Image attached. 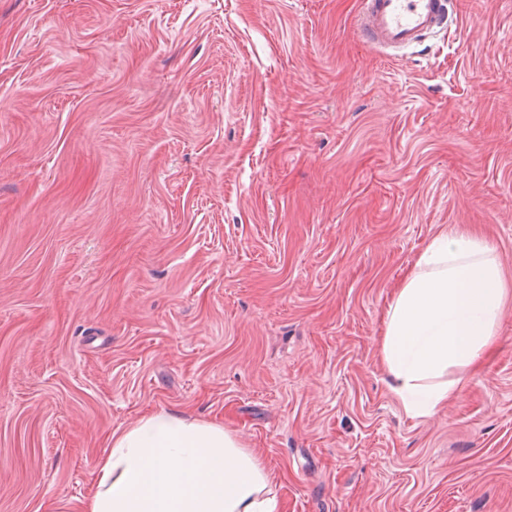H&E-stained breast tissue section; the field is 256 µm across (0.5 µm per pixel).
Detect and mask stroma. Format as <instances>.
Wrapping results in <instances>:
<instances>
[{"mask_svg":"<svg viewBox=\"0 0 512 512\" xmlns=\"http://www.w3.org/2000/svg\"><path fill=\"white\" fill-rule=\"evenodd\" d=\"M360 0H0V512H80L112 434L219 419L278 512H512V0L387 59ZM479 230L491 354L408 417L380 347Z\"/></svg>","mask_w":512,"mask_h":512,"instance_id":"obj_1","label":"stroma"}]
</instances>
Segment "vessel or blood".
Returning <instances> with one entry per match:
<instances>
[{"mask_svg":"<svg viewBox=\"0 0 512 512\" xmlns=\"http://www.w3.org/2000/svg\"><path fill=\"white\" fill-rule=\"evenodd\" d=\"M447 19V0H361L356 30L365 44L392 57L446 31Z\"/></svg>","mask_w":512,"mask_h":512,"instance_id":"b4317fda","label":"vessel or blood"}]
</instances>
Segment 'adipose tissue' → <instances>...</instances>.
Here are the masks:
<instances>
[{"label": "adipose tissue", "instance_id": "ef3b65f1", "mask_svg": "<svg viewBox=\"0 0 512 512\" xmlns=\"http://www.w3.org/2000/svg\"><path fill=\"white\" fill-rule=\"evenodd\" d=\"M504 298L488 242L466 230L434 236L396 288L381 342L404 412L428 418L497 334ZM273 477L223 423L155 410L112 435L93 466L83 512H276Z\"/></svg>", "mask_w": 512, "mask_h": 512}]
</instances>
